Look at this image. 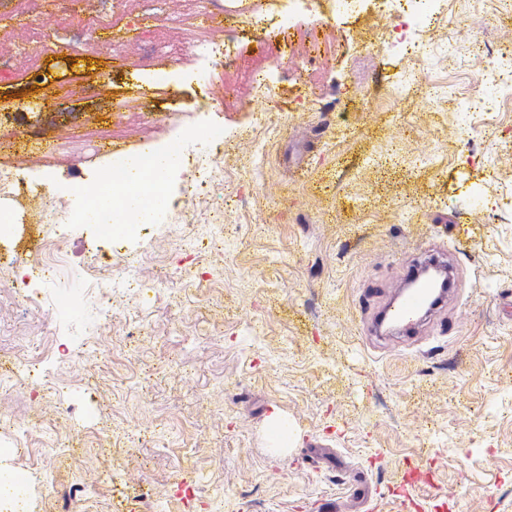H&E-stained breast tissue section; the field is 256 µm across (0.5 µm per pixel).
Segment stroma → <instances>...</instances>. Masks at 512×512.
Listing matches in <instances>:
<instances>
[{"label": "stroma", "instance_id": "1", "mask_svg": "<svg viewBox=\"0 0 512 512\" xmlns=\"http://www.w3.org/2000/svg\"><path fill=\"white\" fill-rule=\"evenodd\" d=\"M199 0H166L135 47L76 17L101 0H0L36 13L9 21L25 54L0 71V133H31L45 162L28 187L73 204L112 157L49 155L63 131L106 136L133 153L208 161L237 189L184 208L195 173H171L165 205L129 233L76 225L58 273L32 283L27 309L0 302V336H48L40 378L0 397V512H128L147 494L162 512H407L394 488L406 462L433 465L412 497L425 512H512V138L497 112H466L471 76L446 61L370 54L386 31L377 4L339 21L299 14L271 82L277 107L252 111L257 58L230 65L176 54ZM467 48L497 49L512 0H445ZM416 67L419 90L395 94ZM69 84L66 109L46 106ZM441 85L446 103L425 93ZM122 104L113 112V104ZM221 130L222 147L211 134ZM224 226L212 249L207 225ZM34 206L0 232V256L39 233ZM446 250L461 278L412 340L368 330L402 264ZM134 252L146 288L137 310L97 324L98 256ZM163 280V291L151 289ZM97 329V349L73 357ZM66 408L67 447L52 412Z\"/></svg>", "mask_w": 512, "mask_h": 512}]
</instances>
